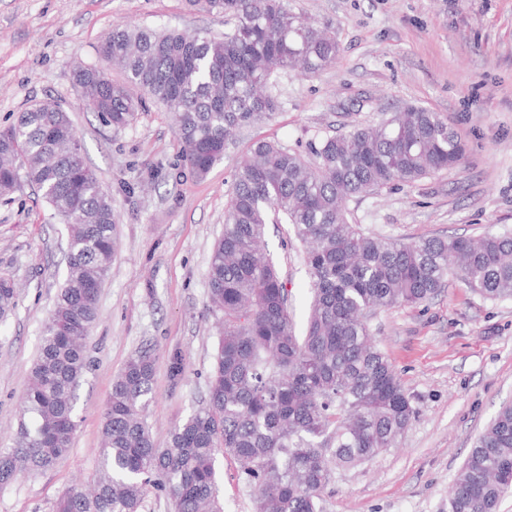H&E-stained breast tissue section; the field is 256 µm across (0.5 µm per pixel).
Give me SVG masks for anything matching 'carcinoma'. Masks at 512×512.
I'll return each mask as SVG.
<instances>
[{"label": "carcinoma", "mask_w": 512, "mask_h": 512, "mask_svg": "<svg viewBox=\"0 0 512 512\" xmlns=\"http://www.w3.org/2000/svg\"><path fill=\"white\" fill-rule=\"evenodd\" d=\"M224 17L217 37L116 26L97 54L124 70L114 81L78 65L73 81L87 110L124 129L145 98L170 113L184 166L205 177L243 126L279 107L273 78L315 74L336 61V36L285 0H185ZM68 112L39 102L0 126V198L34 186L65 221L67 271L21 398L14 444L0 448V487L23 471L51 468L77 428L74 392L91 369L85 340L118 251L112 196L76 150ZM465 146L439 112L406 104L376 125L324 138L309 153L257 141L236 166L224 233L208 266L209 303L221 327L201 405L156 446L145 413L157 358L135 351L112 381L94 488H70L55 512H141L151 491L173 512H224L215 466L233 457L255 492V512H320L334 471L393 447L415 409L368 319L378 309L433 298L456 274L490 300L512 299V237L448 235L412 241L364 233L347 202L409 185L462 163ZM285 221L307 247L313 304L295 334L288 290L263 251L266 226ZM17 291L0 279V317ZM512 490V404L477 438L448 488V512H498Z\"/></svg>", "instance_id": "obj_1"}]
</instances>
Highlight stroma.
Instances as JSON below:
<instances>
[{"mask_svg": "<svg viewBox=\"0 0 512 512\" xmlns=\"http://www.w3.org/2000/svg\"><path fill=\"white\" fill-rule=\"evenodd\" d=\"M334 32L332 65L305 76L285 70L269 121L240 129L202 179L179 161L165 109L146 103L122 130L83 105L74 65H100L98 44L116 25L220 33L223 17L184 0H0V124L51 100L69 114L84 157L112 196L119 251L100 290L88 339L92 369L76 389L78 426L68 454L46 472L0 489V512H54L70 486L94 478L112 380L132 353L157 357L146 421L158 447L201 403L219 327L207 270L224 231L232 173L250 146L274 141L308 152L326 136L379 122L406 104L442 113L466 148L461 166L347 204L350 223L396 240L512 236V0H286ZM67 230L30 186L0 200V278L17 306L0 321V446L21 397L66 268ZM266 252L289 295L296 333L313 299L305 247L291 225L271 224ZM397 369L415 414L397 447L340 469L321 493L324 512H448V487L470 448L512 403V299L490 300L457 276L435 298L378 310L369 323ZM180 353L181 379L169 374ZM224 512H254L231 458L217 462Z\"/></svg>", "mask_w": 512, "mask_h": 512, "instance_id": "35a3bbf8", "label": "stroma"}]
</instances>
